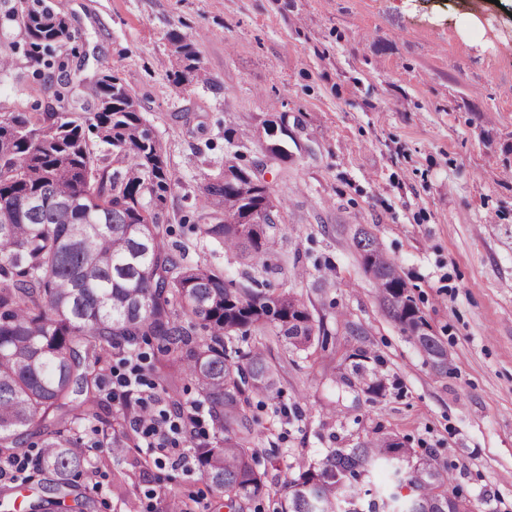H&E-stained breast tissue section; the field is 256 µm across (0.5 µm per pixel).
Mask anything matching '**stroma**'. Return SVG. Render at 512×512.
<instances>
[{
	"label": "stroma",
	"instance_id": "stroma-1",
	"mask_svg": "<svg viewBox=\"0 0 512 512\" xmlns=\"http://www.w3.org/2000/svg\"><path fill=\"white\" fill-rule=\"evenodd\" d=\"M50 2L75 36L70 69L89 83L117 71L162 141L178 178L171 243L234 282L294 289L325 333L306 354L241 344L261 348L282 387L279 402L254 396L248 409L269 490L258 512L301 465L378 429L449 470L473 512H512V15L492 0ZM15 3L0 0V59L14 62L0 110L43 112L44 81L3 19ZM173 32L197 34L202 81H171ZM236 151L283 204L268 270L191 220L200 184ZM360 224L447 349L449 373L382 309L353 240ZM359 349L380 358V393L352 377ZM94 400L95 417L75 425L85 512H168L192 497L211 512L196 461H156L140 439L102 446L107 423L135 414L132 397L106 384ZM295 404L302 417H282Z\"/></svg>",
	"mask_w": 512,
	"mask_h": 512
}]
</instances>
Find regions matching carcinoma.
Wrapping results in <instances>:
<instances>
[{
  "label": "carcinoma",
  "instance_id": "1",
  "mask_svg": "<svg viewBox=\"0 0 512 512\" xmlns=\"http://www.w3.org/2000/svg\"><path fill=\"white\" fill-rule=\"evenodd\" d=\"M7 18L22 27L26 56L51 71L45 90L57 106L0 112V213L11 219L0 223V455L14 457L10 450L29 428L42 429L46 438L32 468L48 476L55 496L39 504L82 512L71 492L85 462L82 440L49 415L91 417L72 396L99 386L101 354L154 339L161 357L150 371L164 379L170 364L184 363L199 390L197 406H207L213 438L193 448L210 491L232 512H246L266 489L255 468L259 449L247 406L252 395L279 397L281 387L262 352H245L238 341L272 336L292 353L306 352L313 315L288 288L238 286L211 265L186 262L168 241L166 194L177 177L130 86L117 72H103L93 85L90 117L75 119L68 107L74 78L65 59L75 51L68 19L49 0H21ZM170 42L173 82L195 81L201 70L195 36L174 33ZM236 158L199 186L197 226L224 251L265 263L268 229L282 204L262 187L245 204L259 222L224 223L237 187L254 177ZM354 241L388 316L410 335L428 326L377 238L360 228ZM198 328L209 339L193 340ZM414 340L448 370L447 350L433 333ZM353 373L367 390H382L376 370L358 363ZM395 450L409 460L400 483L408 490L403 512H471L449 471L391 433L330 448L300 467L273 512H389L391 499L371 484L376 469L394 463Z\"/></svg>",
  "mask_w": 512,
  "mask_h": 512
}]
</instances>
